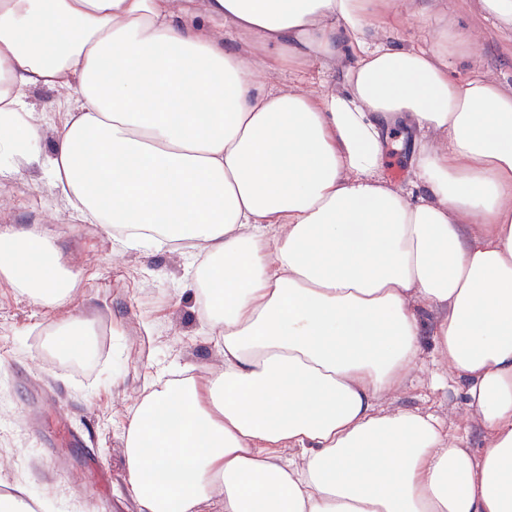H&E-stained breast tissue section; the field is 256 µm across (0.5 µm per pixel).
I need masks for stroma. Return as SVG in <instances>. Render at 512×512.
<instances>
[{
    "mask_svg": "<svg viewBox=\"0 0 512 512\" xmlns=\"http://www.w3.org/2000/svg\"><path fill=\"white\" fill-rule=\"evenodd\" d=\"M480 0H396L401 44L463 34L464 53L449 61L459 78L478 71L512 93V30L479 10ZM70 89L34 88L37 147L50 154L69 118ZM35 229L52 238L79 284L60 304L33 301L0 275V494L24 486L35 512H139L124 462V431L152 377L204 376L224 366L217 337L202 330L198 293L188 288L183 251L122 247L85 222L38 167L0 174V231ZM78 317L93 326L82 357L50 346L54 325ZM434 353L425 347L395 406L438 414L449 432L480 445L454 380L433 385Z\"/></svg>",
    "mask_w": 512,
    "mask_h": 512,
    "instance_id": "1",
    "label": "stroma"
}]
</instances>
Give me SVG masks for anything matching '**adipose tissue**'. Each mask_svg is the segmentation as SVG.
I'll list each match as a JSON object with an SVG mask.
<instances>
[{
	"label": "adipose tissue",
	"mask_w": 512,
	"mask_h": 512,
	"mask_svg": "<svg viewBox=\"0 0 512 512\" xmlns=\"http://www.w3.org/2000/svg\"><path fill=\"white\" fill-rule=\"evenodd\" d=\"M392 0H0V157L41 164L127 249L205 251L224 369L170 380L124 434L140 512H512V94L406 47ZM340 69L268 87L260 70ZM35 87L75 90L41 156ZM411 135L406 186L388 128ZM31 299L74 283L0 232ZM483 442L390 407L425 341ZM402 129L398 128L390 132L389 147L386 151L385 167L388 175L394 181H401L412 168L413 155L408 147V138L404 140L402 148H398L400 133Z\"/></svg>",
	"instance_id": "obj_1"
}]
</instances>
